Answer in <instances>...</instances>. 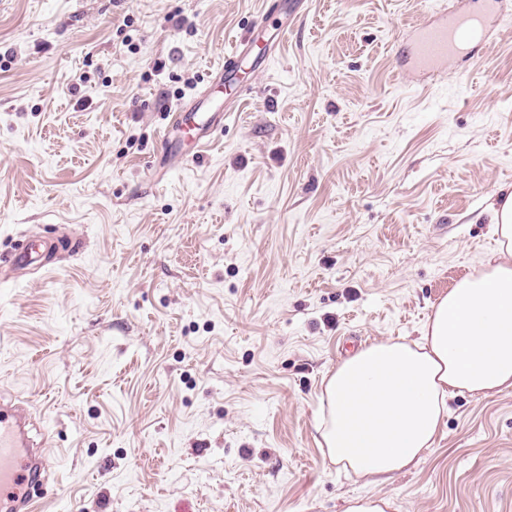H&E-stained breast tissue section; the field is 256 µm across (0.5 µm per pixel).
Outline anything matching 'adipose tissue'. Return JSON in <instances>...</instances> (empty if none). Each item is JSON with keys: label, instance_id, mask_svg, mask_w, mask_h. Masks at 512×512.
<instances>
[{"label": "adipose tissue", "instance_id": "adipose-tissue-1", "mask_svg": "<svg viewBox=\"0 0 512 512\" xmlns=\"http://www.w3.org/2000/svg\"><path fill=\"white\" fill-rule=\"evenodd\" d=\"M497 259L462 277L419 339H382L337 363L322 382L327 459L380 486L432 448L448 400L512 388V191L497 196Z\"/></svg>", "mask_w": 512, "mask_h": 512}]
</instances>
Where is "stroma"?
I'll return each instance as SVG.
<instances>
[{"mask_svg":"<svg viewBox=\"0 0 512 512\" xmlns=\"http://www.w3.org/2000/svg\"><path fill=\"white\" fill-rule=\"evenodd\" d=\"M448 0H305L198 157L145 177L263 0H0V397L55 464L44 512H512V389L456 395L373 486L325 460L324 375L417 339L491 260L512 189V0L434 79L405 39ZM38 258V259H37ZM30 265L37 263L40 268H46L47 263L41 260L39 251L28 239L19 241L13 251L0 258V264Z\"/></svg>","mask_w":512,"mask_h":512,"instance_id":"obj_1","label":"stroma"}]
</instances>
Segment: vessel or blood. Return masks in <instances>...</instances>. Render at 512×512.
Listing matches in <instances>:
<instances>
[{"label": "vessel or blood", "instance_id": "1", "mask_svg": "<svg viewBox=\"0 0 512 512\" xmlns=\"http://www.w3.org/2000/svg\"><path fill=\"white\" fill-rule=\"evenodd\" d=\"M501 3L502 0H469L467 7L436 12L433 20L410 33L407 46L410 66L429 76H439L448 61L461 57L467 47L486 40L499 20ZM282 10L281 0H270L266 11L250 20L247 37L225 55L223 66L211 74L202 91L191 102L177 108L160 136L159 169L181 165L189 155L199 154L212 135L223 129L225 119L251 95V86L245 85L223 107L212 111L205 108L209 97L222 91L240 61L251 54L252 33L264 28ZM177 135L191 138V151H177L173 142ZM38 256L34 244L25 239L0 257V263L30 265L36 263ZM26 426L27 418L22 410L8 403L0 405V512H35L34 494L51 466L52 458L45 449L30 447Z\"/></svg>", "mask_w": 512, "mask_h": 512}]
</instances>
